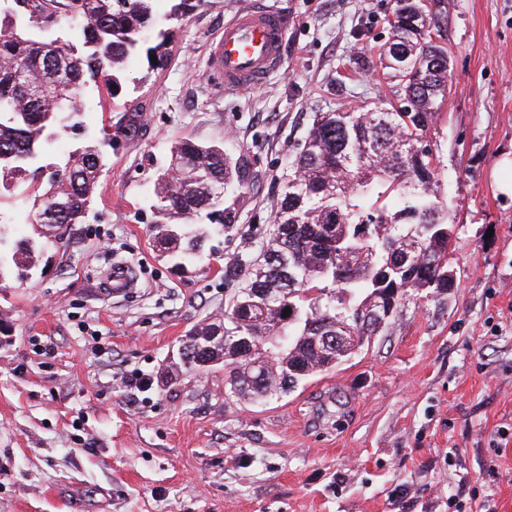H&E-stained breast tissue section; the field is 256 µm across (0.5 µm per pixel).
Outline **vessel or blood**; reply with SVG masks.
<instances>
[{
	"mask_svg": "<svg viewBox=\"0 0 512 512\" xmlns=\"http://www.w3.org/2000/svg\"><path fill=\"white\" fill-rule=\"evenodd\" d=\"M288 19L265 0H253L224 25L209 52L211 72L225 91L261 84L284 58Z\"/></svg>",
	"mask_w": 512,
	"mask_h": 512,
	"instance_id": "vessel-or-blood-1",
	"label": "vessel or blood"
}]
</instances>
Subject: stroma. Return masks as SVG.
I'll return each instance as SVG.
<instances>
[{
	"instance_id": "35a3bbf8",
	"label": "stroma",
	"mask_w": 512,
	"mask_h": 512,
	"mask_svg": "<svg viewBox=\"0 0 512 512\" xmlns=\"http://www.w3.org/2000/svg\"><path fill=\"white\" fill-rule=\"evenodd\" d=\"M248 2L189 0L163 62L131 59L114 105L90 94V129L117 138L63 245L0 193V225L35 262L0 285V512H512V0H449V92L431 137L458 226L454 288L260 403L228 398L220 365L161 383L186 332L227 309L237 281L224 266L264 240L313 114L388 92L370 52L387 45L395 0H270L290 21L284 63L224 93L209 46ZM350 59L354 79L337 84ZM185 138L246 167L235 224L182 270L154 247L151 204ZM116 260L135 282L117 295Z\"/></svg>"
}]
</instances>
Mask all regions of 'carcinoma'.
I'll return each mask as SVG.
<instances>
[{"instance_id":"1","label":"carcinoma","mask_w":512,"mask_h":512,"mask_svg":"<svg viewBox=\"0 0 512 512\" xmlns=\"http://www.w3.org/2000/svg\"><path fill=\"white\" fill-rule=\"evenodd\" d=\"M153 0H0V190L32 176V223L63 240L83 224L105 167L89 142L59 163L44 162L60 127L87 134V89L113 95L127 64L156 25ZM59 14L82 24L66 39L38 34ZM389 46L378 54L390 97L359 110L314 113L259 254L233 259L224 275L239 279L224 316L196 324L171 371L224 363L225 393L256 401L288 392L326 370V336H345L336 361L393 325L420 293L441 295L456 225L437 193L428 147L448 94V6L430 16L424 0H395ZM241 159L218 146L184 139L154 186L156 246L193 263L205 250L207 219L218 230L236 222L224 205L242 185ZM401 192L399 209L387 199ZM28 243L0 231V280L33 267ZM295 312L284 321L283 311Z\"/></svg>"}]
</instances>
